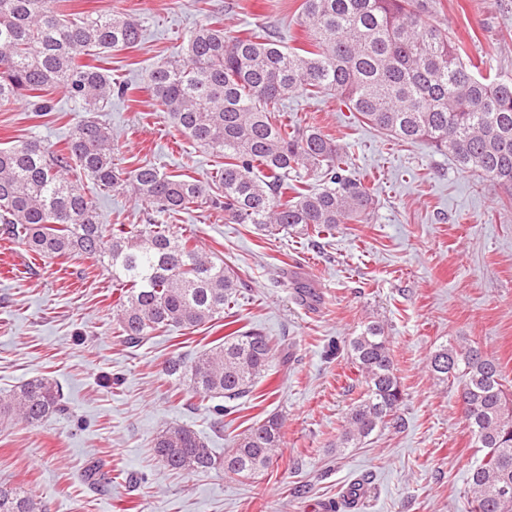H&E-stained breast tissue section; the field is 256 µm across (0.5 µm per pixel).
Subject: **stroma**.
Returning a JSON list of instances; mask_svg holds the SVG:
<instances>
[{"label": "stroma", "instance_id": "35a3bbf8", "mask_svg": "<svg viewBox=\"0 0 512 512\" xmlns=\"http://www.w3.org/2000/svg\"><path fill=\"white\" fill-rule=\"evenodd\" d=\"M424 17L463 41L484 73L512 77V0H425ZM302 0H70L67 10L133 14L141 42L102 62L126 82L99 118L112 130L124 166L149 162L172 174L210 180L212 157L166 122L148 88L150 70L175 55L196 26H271L285 45L308 40ZM34 99L0 103V147L35 140L63 147L84 114L51 87ZM285 119L319 127L348 153L374 192L364 224L322 236H263L222 210H194L170 225L232 267L243 282L234 312L244 328L270 336L276 358L253 397L211 427L209 400L188 378L167 376V361L190 359L225 334L216 320L191 330L158 331L129 347L117 323L120 293L100 264L43 259L0 239V399L37 376L54 379L68 410L35 425L0 424V486L32 495L42 512H323L350 485L363 497L353 512H467L468 477L483 458L462 409L460 389L433 379L430 352L451 336H470L499 359L512 386V193L461 171L424 142L403 143L357 122L335 93L290 97ZM104 227L159 224L155 209L128 191L87 186ZM320 302L299 303L295 278ZM379 321L391 341L405 393L394 421L343 456L332 450L356 397L349 340ZM285 444L252 479L223 470L172 472L153 452L157 432L190 427L216 456L270 417ZM101 462L105 490L82 474Z\"/></svg>", "mask_w": 512, "mask_h": 512}]
</instances>
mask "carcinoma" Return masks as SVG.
I'll return each instance as SVG.
<instances>
[{"label":"carcinoma","instance_id":"cac0c4a2","mask_svg":"<svg viewBox=\"0 0 512 512\" xmlns=\"http://www.w3.org/2000/svg\"><path fill=\"white\" fill-rule=\"evenodd\" d=\"M418 0H303L301 25L313 49L286 47L256 26L228 32L216 21L195 28L177 58L151 70L148 88L170 124L216 158L211 182L171 175L149 163L117 162L109 127L77 123L62 149L36 141L0 148V234L38 257L93 259L121 289L118 321L124 342L139 345L160 330H190L231 310L240 295L235 270L166 224H137L112 233L81 177L102 190L129 189L173 218L192 208L224 210L235 224L266 236L284 230L321 235L338 224L368 220L374 199L351 171L336 141L317 127L281 119L289 95L333 91L360 119L402 142L423 141L465 171L512 189V77L482 74L447 31L426 23ZM138 20L124 12L68 17L54 0H0V101L38 98L61 87L86 112L124 93L104 55L135 47ZM94 63L87 62V59ZM314 174L323 187L300 184ZM360 396L349 407L336 450L357 448L395 416L403 390L389 337L369 321L349 342ZM275 356L269 337L236 329L188 361L168 362L170 376L190 377L224 430L229 403L254 392ZM428 369L439 383H458L476 447L469 512H512V390L499 360L458 336L436 346ZM66 410L56 381L36 377L0 406L17 423L36 424ZM271 417L220 458L206 438L184 426L160 430L153 448L171 471H207L248 478L269 466L284 443ZM26 492L0 487V512H39Z\"/></svg>","mask_w":512,"mask_h":512}]
</instances>
